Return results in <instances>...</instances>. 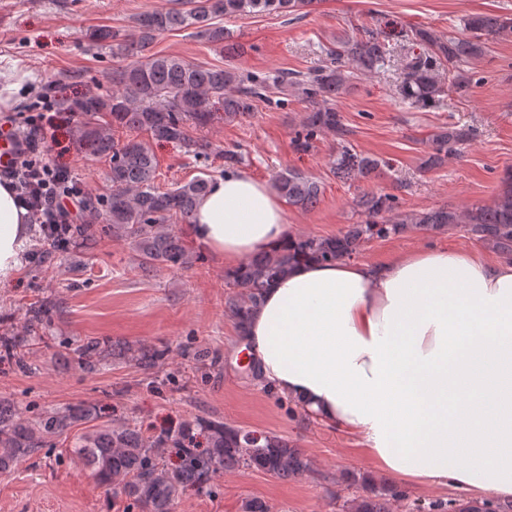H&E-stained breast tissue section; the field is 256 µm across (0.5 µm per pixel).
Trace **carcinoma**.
<instances>
[{
	"label": "carcinoma",
	"mask_w": 512,
	"mask_h": 512,
	"mask_svg": "<svg viewBox=\"0 0 512 512\" xmlns=\"http://www.w3.org/2000/svg\"><path fill=\"white\" fill-rule=\"evenodd\" d=\"M192 8L182 11H146L134 21L130 34L112 43V30L96 28L84 38L89 46L108 49L114 56H127L135 62L112 70V92L89 94L76 102H64L66 110L80 112L85 120L77 129L79 143L97 157L109 159L112 193L107 197H87L84 209L89 223L59 225L53 229L60 247L77 240L93 242L100 231L118 240L130 242L138 252L140 266L146 272L163 267L188 268L193 257L181 238L169 229L172 222L191 223L196 201L210 187V180L197 177L173 188L162 190L156 183L157 161L150 143L133 137L123 143L115 141L112 128L144 132L157 142L179 144L196 156L208 154L209 143L192 138L189 128H205L216 119L213 100L221 102L227 119L244 116L254 109V102L264 98L266 81L236 69L206 67L186 62L173 55H144L161 34L194 28L207 41L222 45L232 34L215 23L222 16L258 13H292L309 7L315 0H191ZM512 35V14H477L463 20L460 32L443 39L429 31L418 30L407 36L427 44V52L409 51L403 59L399 91L410 105L426 109L450 90L464 94L472 77L464 63L480 58L487 41ZM387 33L366 30L340 46L326 52L328 60L304 79L288 80L280 75L275 81L297 86L309 104L303 121L304 133L297 138L305 151L314 137L332 132L345 136L342 116L333 102L359 74H369L385 65L388 55ZM448 64V83L436 73L438 64ZM110 117L101 125L98 118ZM472 137L469 128H451L431 136L433 153L429 164L442 163ZM391 162L358 154L346 144L336 161V174L350 177L356 173L370 178ZM274 188L288 204L308 209L321 194V185L295 170L281 172ZM356 206L365 219L352 224L341 235L317 237L298 234L288 245L271 254L259 253L241 266L224 271V282L240 292L227 295L225 312L235 324L240 340H245L251 310L260 304L264 292L274 281L302 259L334 262L357 255L361 247L385 239L415 224L441 229L464 224L477 239L490 243L504 257L512 259V170L501 178L499 192L492 203L477 204L466 210L443 205L414 214L398 212L397 198L385 192H368ZM60 304L52 299L40 300L27 310V335L0 336V358L11 359L22 371L28 369L27 347L43 340L39 331L48 327ZM83 370L93 373L117 360L135 362L151 374L162 366L169 350L142 343L131 348L116 341L87 339L75 347ZM91 416L80 406L46 410L29 420L23 418L15 404L0 399V471L11 469L19 460L48 448ZM174 450L177 464L170 465L159 453ZM72 453L92 468L96 480L104 485L119 482L121 494L134 501L139 512H172L181 493L192 489L211 493L209 481L217 471L243 469L260 471L275 479H295L311 471V462L301 449L287 439L269 431H253L223 421L194 418L182 426L142 427L137 423L114 420L79 436ZM362 486L364 494L352 499L349 512H389V500L399 495L386 482L374 484L368 477L351 476ZM428 512H512V503L450 502L428 506Z\"/></svg>",
	"instance_id": "carcinoma-1"
}]
</instances>
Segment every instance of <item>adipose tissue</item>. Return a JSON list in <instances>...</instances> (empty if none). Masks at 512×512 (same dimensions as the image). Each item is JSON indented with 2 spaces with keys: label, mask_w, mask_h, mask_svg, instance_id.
I'll list each match as a JSON object with an SVG mask.
<instances>
[{
  "label": "adipose tissue",
  "mask_w": 512,
  "mask_h": 512,
  "mask_svg": "<svg viewBox=\"0 0 512 512\" xmlns=\"http://www.w3.org/2000/svg\"><path fill=\"white\" fill-rule=\"evenodd\" d=\"M29 229L0 182V285L20 274ZM188 229L228 268L289 236L281 198L231 171ZM244 347L264 382L358 438L382 472L512 498L511 261L431 247L382 262H301L267 288Z\"/></svg>",
  "instance_id": "1"
}]
</instances>
